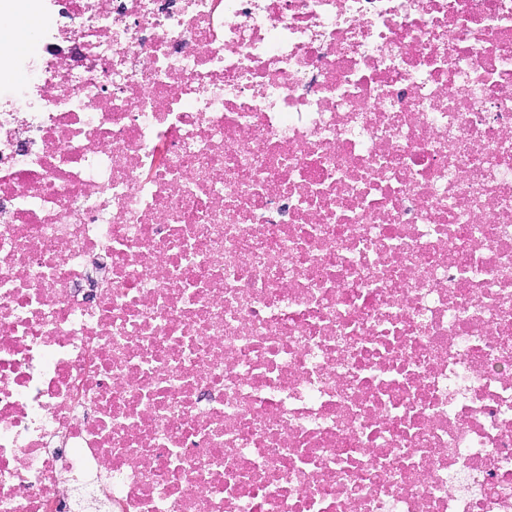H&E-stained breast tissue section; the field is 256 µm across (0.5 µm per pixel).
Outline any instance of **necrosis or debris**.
<instances>
[{
	"instance_id": "obj_1",
	"label": "necrosis or debris",
	"mask_w": 512,
	"mask_h": 512,
	"mask_svg": "<svg viewBox=\"0 0 512 512\" xmlns=\"http://www.w3.org/2000/svg\"><path fill=\"white\" fill-rule=\"evenodd\" d=\"M0 512H512V0H0Z\"/></svg>"
}]
</instances>
